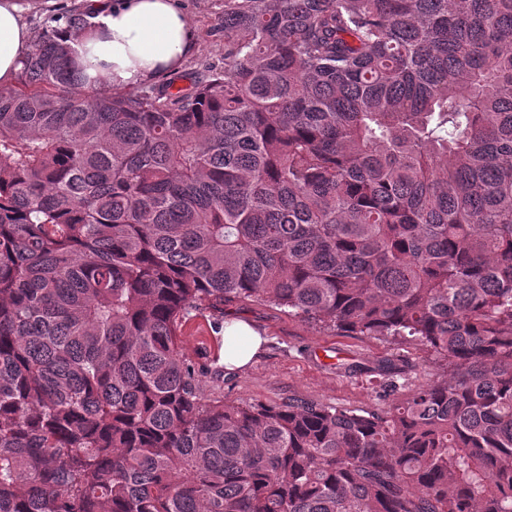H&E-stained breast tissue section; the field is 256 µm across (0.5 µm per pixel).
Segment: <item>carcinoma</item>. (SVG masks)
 Returning a JSON list of instances; mask_svg holds the SVG:
<instances>
[{
    "label": "carcinoma",
    "instance_id": "obj_1",
    "mask_svg": "<svg viewBox=\"0 0 512 512\" xmlns=\"http://www.w3.org/2000/svg\"><path fill=\"white\" fill-rule=\"evenodd\" d=\"M0 89V512H512V0H224V69ZM254 302L450 370L384 410L205 398Z\"/></svg>",
    "mask_w": 512,
    "mask_h": 512
}]
</instances>
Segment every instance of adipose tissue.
<instances>
[{"instance_id": "ef3b65f1", "label": "adipose tissue", "mask_w": 512, "mask_h": 512, "mask_svg": "<svg viewBox=\"0 0 512 512\" xmlns=\"http://www.w3.org/2000/svg\"><path fill=\"white\" fill-rule=\"evenodd\" d=\"M96 16L91 30L68 36L72 58L83 67L87 83H106L115 89H133L178 72L193 50L188 17L175 0H93ZM31 43L15 0H0V88L12 87L20 60ZM244 339L241 351L223 355L226 371L246 368L264 340L250 323L230 320L224 324L225 341Z\"/></svg>"}]
</instances>
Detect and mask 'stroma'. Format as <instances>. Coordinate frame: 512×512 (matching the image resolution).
<instances>
[{
  "label": "stroma",
  "mask_w": 512,
  "mask_h": 512,
  "mask_svg": "<svg viewBox=\"0 0 512 512\" xmlns=\"http://www.w3.org/2000/svg\"><path fill=\"white\" fill-rule=\"evenodd\" d=\"M18 2L22 20L35 37L51 19L90 13L89 0ZM177 5L189 18L195 41L183 74L223 69L224 0H177ZM223 314L246 320L267 340L260 355L244 370L223 372L220 360L224 338L214 327L218 314L213 310L192 312L182 326L180 339L186 357L201 370L199 385L203 393L223 396L228 402H278L299 397L351 410H382L389 401L379 395L383 378L375 372L378 364L394 363L408 390L441 373L434 354L415 343L341 336L258 303L228 306ZM340 351L347 362L361 365V372L338 369L336 354Z\"/></svg>",
  "instance_id": "1"
}]
</instances>
